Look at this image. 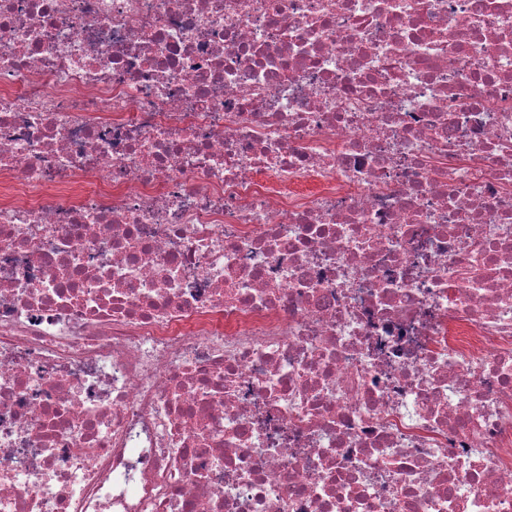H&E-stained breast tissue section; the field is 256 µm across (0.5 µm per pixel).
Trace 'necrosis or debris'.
<instances>
[{
	"label": "necrosis or debris",
	"instance_id": "4bbe7bcc",
	"mask_svg": "<svg viewBox=\"0 0 512 512\" xmlns=\"http://www.w3.org/2000/svg\"><path fill=\"white\" fill-rule=\"evenodd\" d=\"M0 512H512V0H0Z\"/></svg>",
	"mask_w": 512,
	"mask_h": 512
}]
</instances>
